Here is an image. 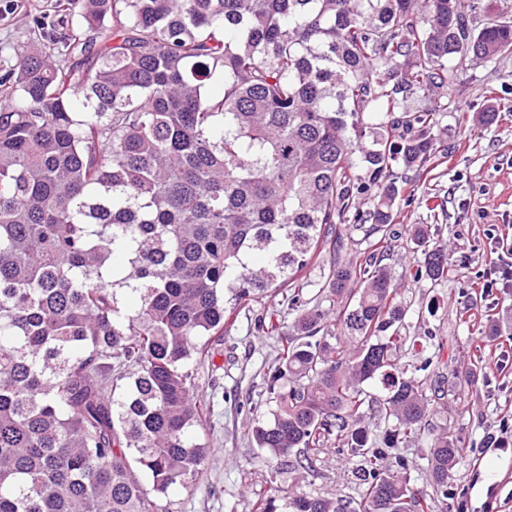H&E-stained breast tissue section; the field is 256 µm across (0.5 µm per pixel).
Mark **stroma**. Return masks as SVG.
<instances>
[{
  "instance_id": "35a3bbf8",
  "label": "stroma",
  "mask_w": 512,
  "mask_h": 512,
  "mask_svg": "<svg viewBox=\"0 0 512 512\" xmlns=\"http://www.w3.org/2000/svg\"><path fill=\"white\" fill-rule=\"evenodd\" d=\"M55 0H0V69L15 63V50L33 33L32 14L48 15L47 36L77 26L78 15H57ZM455 85L430 95L408 96L413 111L442 105L438 132L448 153L438 158L426 177L397 170L400 194L395 203L391 255L388 261L409 310V335L445 337L443 357L449 368L475 370L477 382L446 384L447 396L430 416L433 427L452 429L472 447L458 467L454 486L466 492L468 512H512V288L484 293L489 272L512 261V54L474 61L458 57L449 63ZM494 110L495 118L483 114ZM425 224L431 239L448 255L446 281L414 280L409 274L420 254L407 246L411 225ZM282 292L269 294L240 311L213 347L216 371L200 368L197 389L210 401L206 437L211 445L207 471L197 487L169 492L179 512H253L252 503L269 486L331 497L354 495L345 453L324 449L319 474L299 481L298 475L269 458L251 441L255 422L268 416V406L250 409L262 377L274 364L279 339L257 329V318L280 308ZM502 324L500 335H483L488 314ZM504 433L506 446L478 452L474 445L490 433Z\"/></svg>"
}]
</instances>
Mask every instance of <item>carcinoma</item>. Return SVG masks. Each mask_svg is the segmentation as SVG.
I'll return each instance as SVG.
<instances>
[{
  "label": "carcinoma",
  "instance_id": "1",
  "mask_svg": "<svg viewBox=\"0 0 512 512\" xmlns=\"http://www.w3.org/2000/svg\"><path fill=\"white\" fill-rule=\"evenodd\" d=\"M80 24L18 46L0 74V512H174L204 473L210 406L196 367L226 303L285 288L258 329L280 338L252 442L309 475L347 453L357 496L292 492L284 512H426L401 445L429 436L448 497L466 447L430 432L446 341L410 369L389 267L393 168L439 153L437 110L404 95L451 86L448 59L512 53V21L474 28V0H58ZM112 26H107V23ZM107 34L103 51L94 36ZM375 190L362 223L354 201ZM364 232V259L336 255ZM414 279L448 258L414 224ZM332 250L336 343L301 276ZM379 381L383 392L367 389Z\"/></svg>",
  "mask_w": 512,
  "mask_h": 512
}]
</instances>
